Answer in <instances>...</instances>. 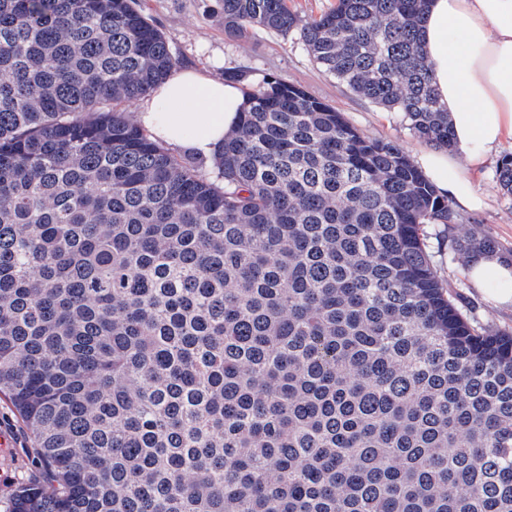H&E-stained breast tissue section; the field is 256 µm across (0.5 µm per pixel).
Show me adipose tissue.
<instances>
[{
  "label": "adipose tissue",
  "instance_id": "1",
  "mask_svg": "<svg viewBox=\"0 0 512 512\" xmlns=\"http://www.w3.org/2000/svg\"><path fill=\"white\" fill-rule=\"evenodd\" d=\"M419 35L454 134L453 149L422 152L419 162L455 205L475 208L481 200L464 168H479L512 140V0H429ZM242 103L236 85L177 70L149 93L138 121L168 147L212 157ZM468 275L493 303L512 306L511 262L480 255Z\"/></svg>",
  "mask_w": 512,
  "mask_h": 512
}]
</instances>
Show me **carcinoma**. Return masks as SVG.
Segmentation results:
<instances>
[{"mask_svg": "<svg viewBox=\"0 0 512 512\" xmlns=\"http://www.w3.org/2000/svg\"><path fill=\"white\" fill-rule=\"evenodd\" d=\"M223 2L452 146L427 0ZM174 66L135 0H0V395L42 468L11 512H512V334L437 273L448 199L272 75L206 173L116 110ZM288 5L307 21L336 6V0H288Z\"/></svg>", "mask_w": 512, "mask_h": 512, "instance_id": "carcinoma-1", "label": "carcinoma"}]
</instances>
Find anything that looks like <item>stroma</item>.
Segmentation results:
<instances>
[{"mask_svg": "<svg viewBox=\"0 0 512 512\" xmlns=\"http://www.w3.org/2000/svg\"><path fill=\"white\" fill-rule=\"evenodd\" d=\"M144 14L163 33L178 67L195 68L220 78L228 70L251 71V84L276 75L303 87L310 95L330 104L364 134L397 144L417 159L427 142L409 128L403 114L377 106L327 76L309 55L299 33L282 36L253 30L231 40L224 34L222 0H138ZM499 157H492L472 173L471 180L485 204L475 210L457 209L455 224L427 227V245L441 277L471 323L480 329L512 331V308L499 307L474 287L463 254L452 252L449 240L473 234L496 242L498 254L512 257V196L496 181ZM0 435L11 446L0 451V512H10L16 490L38 480L40 465L34 444L20 418L7 401H0Z\"/></svg>", "mask_w": 512, "mask_h": 512, "instance_id": "35a3bbf8", "label": "stroma"}]
</instances>
